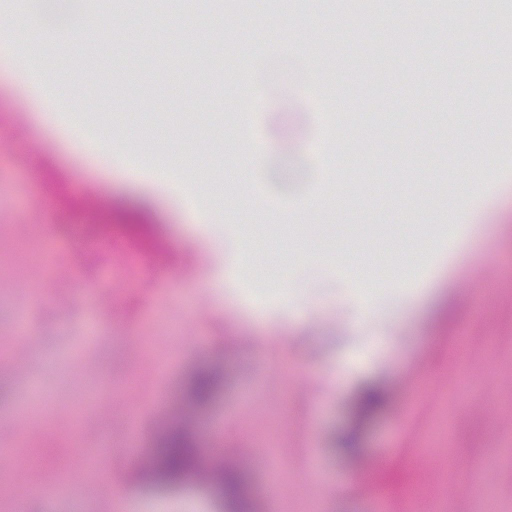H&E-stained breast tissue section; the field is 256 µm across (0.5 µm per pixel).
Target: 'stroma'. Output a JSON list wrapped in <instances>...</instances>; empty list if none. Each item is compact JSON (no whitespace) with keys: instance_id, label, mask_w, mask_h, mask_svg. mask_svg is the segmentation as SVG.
Segmentation results:
<instances>
[{"instance_id":"35a3bbf8","label":"stroma","mask_w":512,"mask_h":512,"mask_svg":"<svg viewBox=\"0 0 512 512\" xmlns=\"http://www.w3.org/2000/svg\"><path fill=\"white\" fill-rule=\"evenodd\" d=\"M414 12L421 45L365 59L376 24L340 0H288L260 21L206 10L196 24L172 0L148 25L112 13L122 35L99 53L76 0H0V28L26 31L38 73L0 59V444L45 457L32 493L0 492V512H119L116 475L141 512H213L202 487L164 495L130 479L154 433L180 421L248 468L255 512H512V167L490 178L481 161L491 140L512 154V45L495 44L512 0H464L457 27L493 45L488 67L455 55L420 93L408 75L445 21L385 0L389 23ZM218 30L233 40L221 96L165 77L186 38ZM147 46L132 79L92 85ZM246 64L265 68L263 88L241 89ZM203 198L214 223L197 218ZM116 203L151 208L167 256L70 241L75 224L107 238ZM299 255L329 265L322 287L287 279ZM290 301L310 319L274 322ZM201 366L226 385L196 412L181 386ZM368 379L390 401L361 423L352 397ZM354 426L358 455L335 452ZM89 448L95 468L73 467ZM382 462L417 465L418 491L379 489Z\"/></svg>"}]
</instances>
